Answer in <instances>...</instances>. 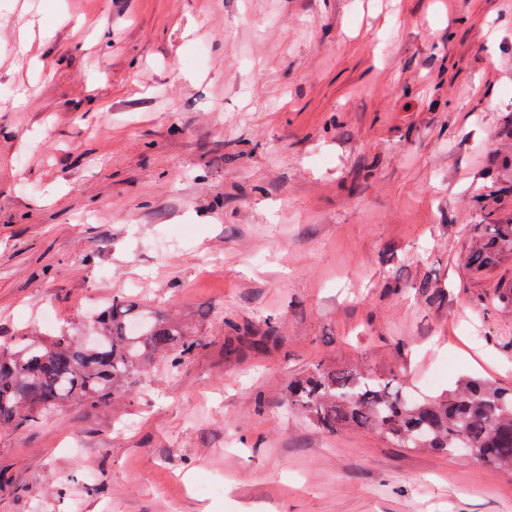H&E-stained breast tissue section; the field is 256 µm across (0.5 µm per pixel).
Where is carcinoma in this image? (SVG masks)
Returning a JSON list of instances; mask_svg holds the SVG:
<instances>
[{"instance_id":"cac0c4a2","label":"carcinoma","mask_w":512,"mask_h":512,"mask_svg":"<svg viewBox=\"0 0 512 512\" xmlns=\"http://www.w3.org/2000/svg\"><path fill=\"white\" fill-rule=\"evenodd\" d=\"M488 195L470 206L482 218L467 263L481 271L512 256V221L494 218ZM99 343L86 347L77 328H62L0 349V429L33 423L58 406L105 403L163 362L176 369L199 348L193 324L117 297L92 321ZM289 404L311 424L373 430L400 448L458 456L470 448L498 469L512 473V388L478 377L460 380L438 396L409 398L387 376L322 361L293 377Z\"/></svg>"}]
</instances>
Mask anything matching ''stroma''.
<instances>
[{"label": "stroma", "mask_w": 512, "mask_h": 512, "mask_svg": "<svg viewBox=\"0 0 512 512\" xmlns=\"http://www.w3.org/2000/svg\"><path fill=\"white\" fill-rule=\"evenodd\" d=\"M511 127L512 0H0V344L115 296L202 340L0 429V512H512V474L283 396L512 388V259L463 264Z\"/></svg>", "instance_id": "35a3bbf8"}]
</instances>
